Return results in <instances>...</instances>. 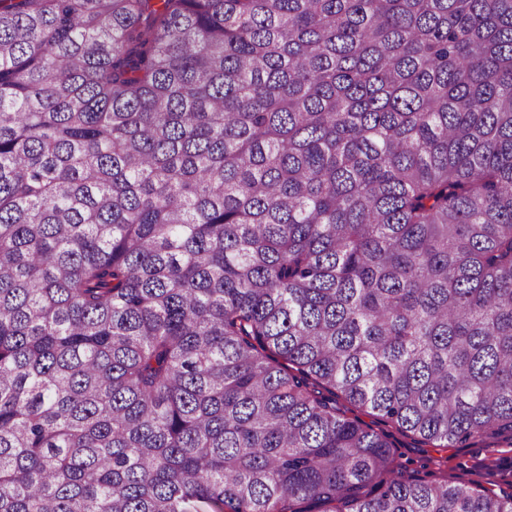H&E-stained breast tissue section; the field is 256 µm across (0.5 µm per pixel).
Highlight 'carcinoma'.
I'll return each instance as SVG.
<instances>
[{
  "instance_id": "carcinoma-1",
  "label": "carcinoma",
  "mask_w": 512,
  "mask_h": 512,
  "mask_svg": "<svg viewBox=\"0 0 512 512\" xmlns=\"http://www.w3.org/2000/svg\"><path fill=\"white\" fill-rule=\"evenodd\" d=\"M512 0H0V512H512ZM362 420L367 423L376 421L379 429H383L391 436V441L395 448L396 462L407 466L410 469L420 470L423 475L426 471H435L437 475L448 473V477H457L462 480L484 481L491 479L497 481L504 489L509 488L512 481V446L510 440L504 438L480 437L470 439L462 446L449 447L441 450L432 448L431 445L424 444L419 440L398 432L394 425L384 423L375 416L369 415L363 411H355ZM448 456V468L444 473H440L438 466L432 463L428 468H420L422 463L430 457ZM495 461L498 469L493 475H489L484 469L485 465Z\"/></svg>"
}]
</instances>
